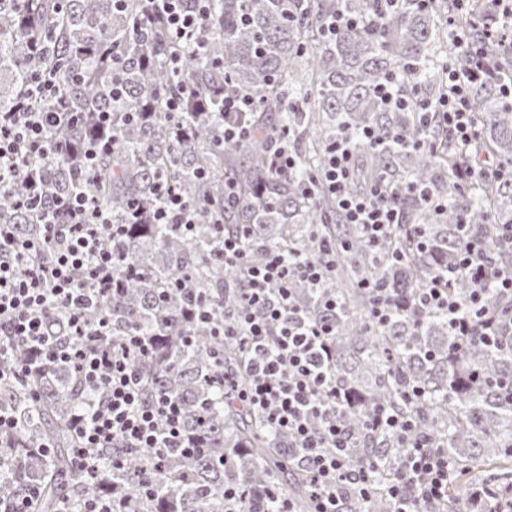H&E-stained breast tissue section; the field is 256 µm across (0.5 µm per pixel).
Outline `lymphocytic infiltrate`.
Listing matches in <instances>:
<instances>
[{
  "mask_svg": "<svg viewBox=\"0 0 512 512\" xmlns=\"http://www.w3.org/2000/svg\"><path fill=\"white\" fill-rule=\"evenodd\" d=\"M156 8L166 32L182 39L197 31L207 0H198L193 10L186 9L182 0H156ZM493 77L481 50L472 48L466 69H449L447 98L434 105L419 97L415 105L424 118L431 110L441 112L450 140L475 141L479 133L471 120L469 91L474 83ZM61 119L58 112L0 113V186L15 177L25 159L44 152L47 129ZM381 142V136L368 127L357 134L341 132L325 148L322 174L345 222L356 225L373 249L404 221L386 178H378L364 191L350 188L356 146L371 150ZM42 223L44 234L38 239L19 237L12 225L0 224V336L27 346L30 358L20 366V373L64 365L73 368L87 387H105L102 401L70 420L80 471L97 476L103 467L101 451L117 444L145 451L156 461L173 447L188 454L196 451L198 441L183 427L179 404L143 393L136 364L152 355L154 340L132 334L113 341L108 317L92 322L85 316L88 308L102 305L118 291L126 267L103 240L124 236V225L113 223L100 202L81 193L54 198L45 207ZM223 256L225 263L239 265L243 273L241 307L217 329L218 335L238 340L249 356L251 383L241 399L296 448L313 487L312 512H344L341 488L370 497L378 463L370 459L357 469L350 465L352 437L339 420L342 395L326 371L331 327L287 320L295 310L292 281L300 278L318 284L332 271L336 248L323 243L318 258L292 263L272 250L262 264L253 265L245 237L237 233L225 235ZM461 273L467 275L471 288L463 301L451 291ZM490 281L512 294V267H492L480 258L475 245H467L441 276L422 289L410 310L416 315L443 312L451 334L464 340L478 327L484 335H493L496 318L484 303ZM56 309L67 314L63 340L46 325ZM315 417L321 420L317 429L311 425ZM369 425L407 439L398 475L383 489L395 501V512H424L447 498L454 464L446 451L408 439L410 426L396 415L375 414Z\"/></svg>",
  "mask_w": 512,
  "mask_h": 512,
  "instance_id": "f902f5d3",
  "label": "lymphocytic infiltrate"
}]
</instances>
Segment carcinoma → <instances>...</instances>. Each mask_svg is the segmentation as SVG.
<instances>
[{
	"label": "carcinoma",
	"instance_id": "cac0c4a2",
	"mask_svg": "<svg viewBox=\"0 0 512 512\" xmlns=\"http://www.w3.org/2000/svg\"><path fill=\"white\" fill-rule=\"evenodd\" d=\"M457 2L420 7L406 0L388 10L382 0H209L195 39L180 41L160 27L147 0H0V113L23 111L28 84L44 77L50 91L32 107L66 113L49 132L47 153L28 160L0 189V223L14 225L23 238L42 236L39 215L23 205L35 172L43 200L81 188L112 222L127 225L124 237L104 245L138 274L86 317L94 322L106 315L114 341L130 332L157 341L159 350L137 363L145 395L178 401L186 430L203 443L191 456L171 451L155 483L148 479L152 464L120 444L104 456L121 457L122 466L87 479L73 461L68 424L103 389L82 388L65 366L12 377L0 384V411L17 423L0 436V449L11 454L0 468V508L37 485L42 495L35 512H57L61 495L69 497L72 512L100 496L130 501L131 512H225L224 488L240 484L275 508L266 492L278 485L287 440L249 412L238 394L218 387L226 370L236 373L240 391L249 380L239 345L214 335L239 307L242 274L224 264L222 244L224 235L243 228L253 263L271 249L292 260L316 256L323 241L336 245L335 271L317 288L299 280L293 288L303 318L333 328L329 375L349 399L340 421L357 448L351 464L375 458L379 485L394 475L402 441L392 431L369 428V419L384 409L410 421L417 436L454 461L448 500L428 512H470L473 487L499 495L512 489V297L489 283L486 305L502 321L499 335L477 329L462 346L445 315L404 309L468 240L492 265H512V176L491 177L476 192L459 190L451 178L457 165L482 154L512 165V103L500 92L512 78V64H504L498 42L484 43L497 80L470 90L480 131L472 145L448 141L440 113L423 125L415 105L389 110L376 95L399 74L404 80L395 92L401 96L445 93L446 66H465L468 48L450 43L442 50V15L456 13L459 29L475 41L472 18L489 7L471 0L459 11ZM337 13L365 25L329 37L325 27ZM175 56L179 72L169 64ZM226 92L255 102L236 117L251 130L244 141H224ZM178 96L186 105L177 115L167 101ZM100 112L112 113L105 130ZM130 114L140 119L131 121ZM367 126L383 144L359 153L352 189L386 177L405 216L378 258L345 223L335 200L310 183L321 173L326 144L344 128L355 133ZM429 138L437 150L420 147ZM98 139L107 145L89 173L82 149ZM276 140L295 152L296 169L270 167ZM409 182L441 197L443 209L402 191ZM229 183L234 194L226 198ZM167 184L190 205L192 231L150 219ZM135 210L140 217L132 224ZM416 228L425 251L411 242ZM398 251L403 259H391ZM367 282L387 288L390 315L383 324L373 321ZM198 295L212 312L208 324L186 312ZM0 342L1 367L24 364L22 343L5 336ZM289 472L293 509L310 512L305 467L293 462ZM390 508L378 497L345 499L347 512Z\"/></svg>",
	"mask_w": 512,
	"mask_h": 512
}]
</instances>
